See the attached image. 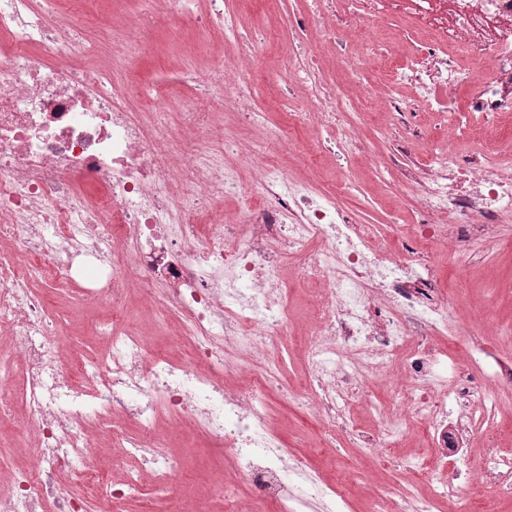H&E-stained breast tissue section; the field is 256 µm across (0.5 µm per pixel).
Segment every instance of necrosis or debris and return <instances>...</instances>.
I'll list each match as a JSON object with an SVG mask.
<instances>
[{"label":"necrosis or debris","instance_id":"necrosis-or-debris-1","mask_svg":"<svg viewBox=\"0 0 512 512\" xmlns=\"http://www.w3.org/2000/svg\"><path fill=\"white\" fill-rule=\"evenodd\" d=\"M127 26L113 33L118 53L100 64V45L79 35L81 13H61L55 0H0V337L12 346L0 362V420L19 419L36 462L13 474L0 492V512H88L89 498L110 512L166 487L176 461L162 451L159 416L191 423L227 446L234 481L224 496L232 512H336L348 495L322 481L307 457L292 454L270 423L279 393L313 417L320 447L343 441L409 480L373 496L366 512H468L470 496L512 498V457L499 454L484 432V475L471 488L456 480L449 445L491 424L512 399V360L466 326L441 287L434 248L449 263L490 262L494 233L512 215V151L487 143L462 151L474 120L490 124L512 113V0H326L328 7L295 17L302 38L277 69L295 76L308 107L282 106L316 131L319 151L351 158L360 152L336 83L320 80L311 44L333 45L340 28L359 23L378 32L403 24L415 34L393 64L410 85L411 102L389 84L365 95L383 106L401 132L419 136L421 112L448 118L445 147L397 181L419 220L402 242L355 223L334 195L271 163L244 157L221 132L224 103L285 142L252 107L249 83L265 47L263 34L238 43L237 76L223 65L200 78L215 109L190 104L179 126L162 110V92L130 85L127 70L161 23L179 28L195 16L198 34H235L224 0H139ZM242 156V155H241ZM231 194L245 206L234 221L214 207ZM315 281L314 326L304 340L306 380L291 387L269 355L292 326L289 279ZM78 291L83 303L115 306L138 284L156 311L157 332L177 327L171 352L159 353L121 315L104 331L102 355L61 360L47 297L36 284ZM470 337L465 360L448 345ZM490 359L492 372L475 374ZM247 373V384L229 379ZM384 379L388 404L370 400L377 427L351 423L353 398ZM109 424L112 441L149 467L121 482L101 479L83 463L91 422ZM414 432L429 452L396 450ZM247 501H234L238 484Z\"/></svg>","mask_w":512,"mask_h":512}]
</instances>
